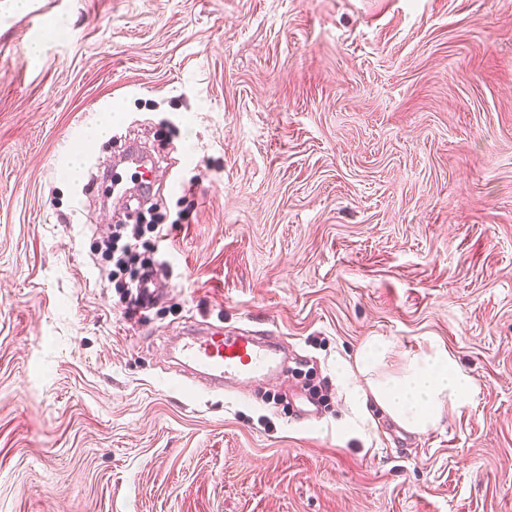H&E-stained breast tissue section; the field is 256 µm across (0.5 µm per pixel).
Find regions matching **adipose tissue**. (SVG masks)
Listing matches in <instances>:
<instances>
[{
    "mask_svg": "<svg viewBox=\"0 0 512 512\" xmlns=\"http://www.w3.org/2000/svg\"><path fill=\"white\" fill-rule=\"evenodd\" d=\"M394 351L392 341L368 337L352 360L340 361L344 377H360L350 386L353 408L368 419V402L412 432L435 428L446 408L469 402L477 392L474 377L449 354L447 347L428 342L425 349L403 353L395 368L387 360Z\"/></svg>",
    "mask_w": 512,
    "mask_h": 512,
    "instance_id": "obj_1",
    "label": "adipose tissue"
}]
</instances>
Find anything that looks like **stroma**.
I'll list each match as a JSON object with an SVG mask.
<instances>
[{"mask_svg":"<svg viewBox=\"0 0 512 512\" xmlns=\"http://www.w3.org/2000/svg\"><path fill=\"white\" fill-rule=\"evenodd\" d=\"M112 121L181 183L132 320ZM197 321L281 336L319 419L180 384ZM371 336L477 394L351 423ZM0 512H512V0H0Z\"/></svg>","mask_w":512,"mask_h":512,"instance_id":"stroma-1","label":"stroma"}]
</instances>
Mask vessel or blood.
<instances>
[{"label":"vessel or blood","instance_id":"b4317fda","mask_svg":"<svg viewBox=\"0 0 512 512\" xmlns=\"http://www.w3.org/2000/svg\"><path fill=\"white\" fill-rule=\"evenodd\" d=\"M118 162L134 169L138 198L148 197L155 185L150 156L131 142L126 144ZM172 342L178 373L191 383H201L216 391L223 390L227 382L249 381L257 375L278 373L283 367L279 339L267 333L230 335L220 326H187L173 336Z\"/></svg>","mask_w":512,"mask_h":512}]
</instances>
